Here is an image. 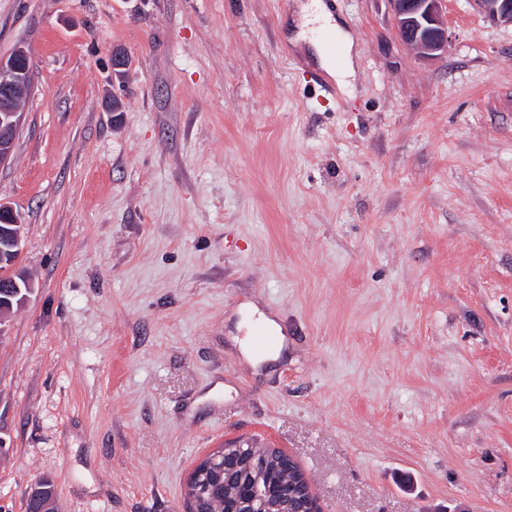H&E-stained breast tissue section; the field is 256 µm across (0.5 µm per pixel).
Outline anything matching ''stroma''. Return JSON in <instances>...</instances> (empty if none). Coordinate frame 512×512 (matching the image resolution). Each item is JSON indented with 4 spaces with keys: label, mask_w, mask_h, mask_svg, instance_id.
<instances>
[{
    "label": "stroma",
    "mask_w": 512,
    "mask_h": 512,
    "mask_svg": "<svg viewBox=\"0 0 512 512\" xmlns=\"http://www.w3.org/2000/svg\"><path fill=\"white\" fill-rule=\"evenodd\" d=\"M326 2L344 89L309 81L302 0H0L34 75L0 512L42 477L54 512H186L239 439L325 512H512V26L447 0L429 60L388 0ZM261 317L279 357L241 347ZM321 1L322 0H311V2L302 6L300 17L295 23V26L300 29V32L297 33V37L302 35L304 27L316 22H320L322 28L335 30L340 35V41L344 47V55L341 63L336 66L335 70L332 72L339 84L347 85V79L354 73L351 55L353 46L352 37L348 33H345L336 23V19L333 18L332 14L326 8V5Z\"/></svg>",
    "instance_id": "obj_1"
}]
</instances>
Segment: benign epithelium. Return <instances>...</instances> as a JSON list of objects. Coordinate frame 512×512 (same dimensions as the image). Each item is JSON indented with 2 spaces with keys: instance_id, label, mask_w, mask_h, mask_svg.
Instances as JSON below:
<instances>
[{
  "instance_id": "obj_1",
  "label": "benign epithelium",
  "mask_w": 512,
  "mask_h": 512,
  "mask_svg": "<svg viewBox=\"0 0 512 512\" xmlns=\"http://www.w3.org/2000/svg\"><path fill=\"white\" fill-rule=\"evenodd\" d=\"M397 31L404 43L419 56L435 59L447 51L448 29L443 5L446 0H389ZM477 9L493 22L512 25V0H472ZM27 51L17 49L10 57L0 58V166L11 157L16 135L24 116V106L32 92V82L25 76L20 62ZM11 230L0 238V265H8L6 280L0 283V315L12 305L11 299L31 289L27 278L13 276L20 254L23 237L21 217L10 207L0 204ZM243 452V445L225 447L199 461L191 476L196 483L201 470L210 467L217 458L224 459V467L231 468L236 455ZM277 512H323L321 502L312 488L311 480L299 472V483L292 493L283 492L279 503L273 506Z\"/></svg>"
}]
</instances>
